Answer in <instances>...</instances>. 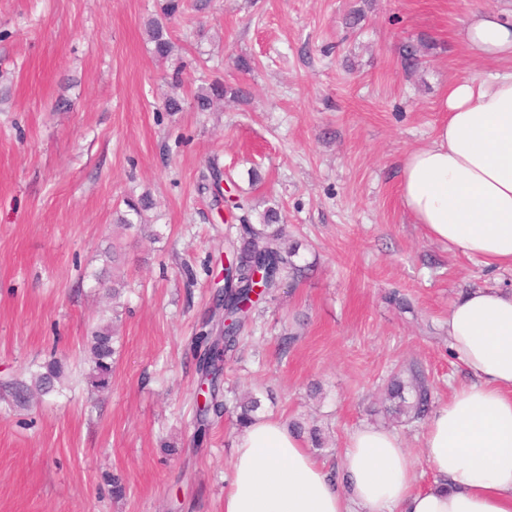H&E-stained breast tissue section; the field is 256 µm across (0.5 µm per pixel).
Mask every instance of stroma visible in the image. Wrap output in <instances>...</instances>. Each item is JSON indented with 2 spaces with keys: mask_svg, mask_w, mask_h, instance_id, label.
Listing matches in <instances>:
<instances>
[{
  "mask_svg": "<svg viewBox=\"0 0 512 512\" xmlns=\"http://www.w3.org/2000/svg\"><path fill=\"white\" fill-rule=\"evenodd\" d=\"M162 2L0 0V512H224L238 429L227 418L192 440L191 339L230 231L196 191L212 159L253 222L279 210L307 268L246 323L227 397L317 426L332 464L354 429H396L429 481L425 425L386 416L387 382L417 361L445 403L467 379L448 310L472 288L512 291V268L431 239L401 201L399 167L446 119L452 82L512 71L461 39L475 13L512 20V0H207L165 20L176 49L160 59L147 28ZM422 39L433 48L406 73L399 50ZM178 71L248 99L166 111ZM145 195L147 234L116 224ZM105 324L121 350L100 390L87 338ZM53 354L65 365L53 391L14 402L4 383L33 384Z\"/></svg>",
  "mask_w": 512,
  "mask_h": 512,
  "instance_id": "obj_1",
  "label": "stroma"
}]
</instances>
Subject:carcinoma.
Masks as SVG:
<instances>
[{"label":"carcinoma","mask_w":512,"mask_h":512,"mask_svg":"<svg viewBox=\"0 0 512 512\" xmlns=\"http://www.w3.org/2000/svg\"><path fill=\"white\" fill-rule=\"evenodd\" d=\"M149 33L153 54L160 58L168 56L173 49L169 31L153 21ZM427 49L428 45L423 42L405 45L401 54L403 68L407 71L418 68ZM244 96L242 88L215 78L194 95L193 104L196 111L207 112L226 97L241 100ZM222 177L224 174L218 163L212 160L197 183L198 193L211 192L216 197H223L228 213L239 223L236 237H226L229 256L228 265L224 267V285L214 294L208 317L201 322L191 342L199 384L206 386L204 402L196 406L193 438L197 442L208 436L213 422L226 415L235 417L240 428L254 418L260 407L257 399L249 396L233 405L224 399V368L235 358L240 332L257 309L258 302L250 298L253 288L261 287V296L266 298L282 288L287 280H295L304 273V267L292 261L297 254L296 248L285 246L286 232L284 225L279 223V211L270 207L261 223H252L245 204L221 191ZM257 274L260 275L258 281L255 280ZM89 351L93 363L91 382L105 388L111 382L112 365L119 353L112 331L107 327L93 330ZM61 370V360L53 355L44 364L43 372L37 375L34 387L15 382L9 385L10 395L21 403L28 401L35 391L47 394ZM387 400L393 402L387 411L400 423L421 422L428 418L435 399L424 369L411 362L394 374L387 386Z\"/></svg>","instance_id":"carcinoma-1"}]
</instances>
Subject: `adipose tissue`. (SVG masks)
Returning a JSON list of instances; mask_svg holds the SVG:
<instances>
[{
    "mask_svg": "<svg viewBox=\"0 0 512 512\" xmlns=\"http://www.w3.org/2000/svg\"><path fill=\"white\" fill-rule=\"evenodd\" d=\"M462 40L477 58H512V22L474 15ZM447 120L408 153L400 196L431 238L512 267V72L448 87ZM448 347L470 375L431 414L418 484L399 433L362 427L337 466L312 455L279 419L235 439L224 512H512V291L475 288L448 310Z\"/></svg>",
    "mask_w": 512,
    "mask_h": 512,
    "instance_id": "obj_1",
    "label": "adipose tissue"
}]
</instances>
